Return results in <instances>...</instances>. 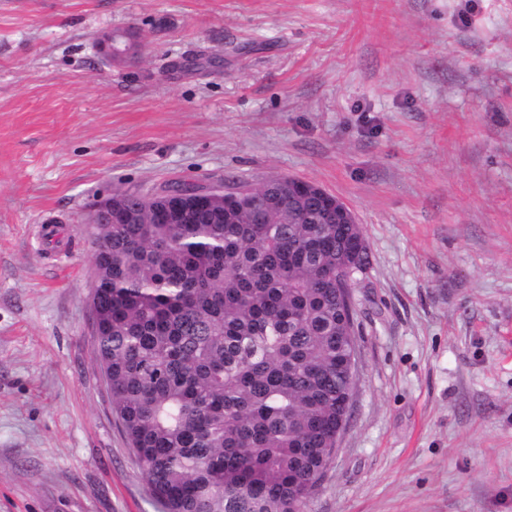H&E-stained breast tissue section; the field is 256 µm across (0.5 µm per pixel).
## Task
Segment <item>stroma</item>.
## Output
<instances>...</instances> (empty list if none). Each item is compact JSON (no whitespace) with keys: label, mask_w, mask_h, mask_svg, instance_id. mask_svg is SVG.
Wrapping results in <instances>:
<instances>
[{"label":"stroma","mask_w":512,"mask_h":512,"mask_svg":"<svg viewBox=\"0 0 512 512\" xmlns=\"http://www.w3.org/2000/svg\"><path fill=\"white\" fill-rule=\"evenodd\" d=\"M117 28L138 59L97 52ZM277 176L369 245L308 512H512V0H0V512H162L93 346L91 206Z\"/></svg>","instance_id":"obj_1"}]
</instances>
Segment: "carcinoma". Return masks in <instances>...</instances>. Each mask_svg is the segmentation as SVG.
Returning a JSON list of instances; mask_svg holds the SVG:
<instances>
[{"instance_id":"carcinoma-1","label":"carcinoma","mask_w":512,"mask_h":512,"mask_svg":"<svg viewBox=\"0 0 512 512\" xmlns=\"http://www.w3.org/2000/svg\"><path fill=\"white\" fill-rule=\"evenodd\" d=\"M288 177L229 206L187 196L114 224L97 213L94 347L112 406L163 512H306L336 447L356 348L336 284L350 224H328Z\"/></svg>"}]
</instances>
